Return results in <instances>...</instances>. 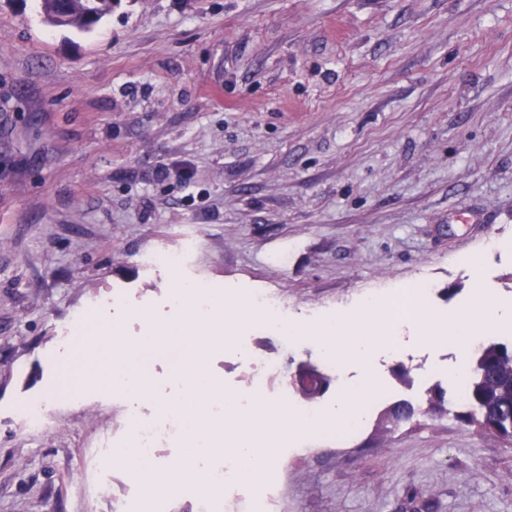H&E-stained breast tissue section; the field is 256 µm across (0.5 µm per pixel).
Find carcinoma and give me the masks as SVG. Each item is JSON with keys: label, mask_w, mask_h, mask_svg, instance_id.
<instances>
[{"label": "carcinoma", "mask_w": 512, "mask_h": 512, "mask_svg": "<svg viewBox=\"0 0 512 512\" xmlns=\"http://www.w3.org/2000/svg\"><path fill=\"white\" fill-rule=\"evenodd\" d=\"M116 0H39L43 22L51 28L90 33L112 12ZM466 398L448 405L441 386L429 391L422 414L431 417L453 415L476 431L508 441L512 439V344L486 338L474 351L463 383ZM411 403L390 407L385 422L396 428L412 420Z\"/></svg>", "instance_id": "carcinoma-1"}]
</instances>
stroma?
Returning <instances> with one entry per match:
<instances>
[{"instance_id": "stroma-1", "label": "stroma", "mask_w": 512, "mask_h": 512, "mask_svg": "<svg viewBox=\"0 0 512 512\" xmlns=\"http://www.w3.org/2000/svg\"><path fill=\"white\" fill-rule=\"evenodd\" d=\"M186 245L179 272L141 262ZM178 278L267 291L296 320L423 279L441 317L481 291L512 301V0H121L89 34L0 0V512L143 498L117 467L84 491L85 449L123 441L125 414L105 373L84 404L58 399L61 365L84 368L62 337L86 312L137 339L170 318ZM400 333L349 443L331 428L279 448L266 512H512V443L451 417L381 434L392 404L450 386L447 349ZM238 341L283 365L270 401L324 408L358 376L250 322ZM179 357L146 362L149 416L181 395ZM304 364L328 380L312 399L290 383ZM207 373L253 388L221 344ZM41 398L35 429L24 409ZM204 478L186 471L170 512H256L238 478L202 500Z\"/></svg>"}]
</instances>
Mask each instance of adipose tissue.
I'll return each instance as SVG.
<instances>
[{
    "label": "adipose tissue",
    "mask_w": 512,
    "mask_h": 512,
    "mask_svg": "<svg viewBox=\"0 0 512 512\" xmlns=\"http://www.w3.org/2000/svg\"><path fill=\"white\" fill-rule=\"evenodd\" d=\"M406 322L421 345L446 346L454 352L455 358L449 362L447 374L449 381L458 385L463 382L468 362L483 337L512 333V307L481 296L465 313L445 320L420 304Z\"/></svg>",
    "instance_id": "1"
}]
</instances>
